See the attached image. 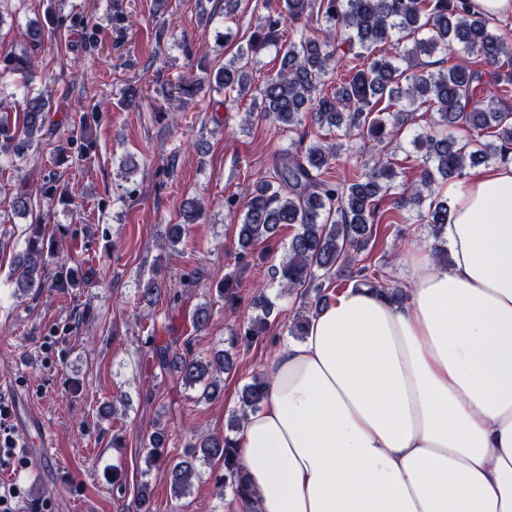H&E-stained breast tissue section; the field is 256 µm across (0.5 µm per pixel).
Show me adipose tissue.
Masks as SVG:
<instances>
[{"mask_svg": "<svg viewBox=\"0 0 512 512\" xmlns=\"http://www.w3.org/2000/svg\"><path fill=\"white\" fill-rule=\"evenodd\" d=\"M401 298L354 286L277 345L229 512H512V162L448 186Z\"/></svg>", "mask_w": 512, "mask_h": 512, "instance_id": "adipose-tissue-1", "label": "adipose tissue"}]
</instances>
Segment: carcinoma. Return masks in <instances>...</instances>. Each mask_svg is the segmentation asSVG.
Listing matches in <instances>:
<instances>
[{
	"label": "carcinoma",
	"mask_w": 512,
	"mask_h": 512,
	"mask_svg": "<svg viewBox=\"0 0 512 512\" xmlns=\"http://www.w3.org/2000/svg\"><path fill=\"white\" fill-rule=\"evenodd\" d=\"M262 6L266 15L247 51L256 56L270 47L283 50L279 70L254 87L236 56L215 73V90L238 98L256 91L258 110L248 113L249 118L271 119L294 133L308 119L321 128L336 129L338 135L334 141L278 155L271 176L248 184L242 196L231 195L224 204L242 212L241 260L255 243L276 237L287 226H298L271 274L280 288L304 299L303 310L288 326L291 335L302 336L307 313L328 302L323 282L339 268L355 264L375 237L386 197H393L397 208L412 213L413 223L429 225L439 238L448 220V201L434 196L435 183L459 180L469 166L512 160V107L502 104V98L512 94V29L470 11L468 0H279L276 8L263 0ZM287 20L293 28L286 35ZM435 54L455 56L457 62L437 71L425 69L422 57ZM473 55L496 73L495 90L481 82V72L470 62ZM345 66L346 77L327 90L328 74ZM7 77L16 86L31 89L36 79L33 50L0 51V165L14 166L40 143L51 108L44 98L26 95L21 115L11 117L3 105ZM384 99L388 106L382 108ZM422 108L438 115L436 128L412 139L423 152V167L418 180L395 194L397 173L384 149L400 138L412 113ZM460 127L471 131L472 138L459 140L449 134ZM490 133L494 140L487 142L484 137ZM357 137L371 141L377 152L352 178L331 176L332 162ZM201 211L196 199L182 205L167 239L170 248L182 242ZM51 258L44 238L34 232L25 250L14 256L18 290L27 294L42 287ZM381 276L380 270L364 265L352 280L381 288ZM252 305L259 315L230 330L229 348L198 357L187 342L180 349L176 339L163 345L155 342L150 347L152 361L160 373L174 376L182 386L201 387L203 399H215L221 394L223 375L236 370L237 342L259 340L273 315L274 304L262 291ZM265 396L262 376L253 375L242 388L230 430L239 431L246 411L259 408ZM164 436L162 430L149 435L147 462L160 455ZM198 461L223 463L224 473L214 477L216 487L247 497L236 441L229 433L201 435L187 445L184 458L170 469L175 496L191 487Z\"/></svg>",
	"instance_id": "1"
}]
</instances>
